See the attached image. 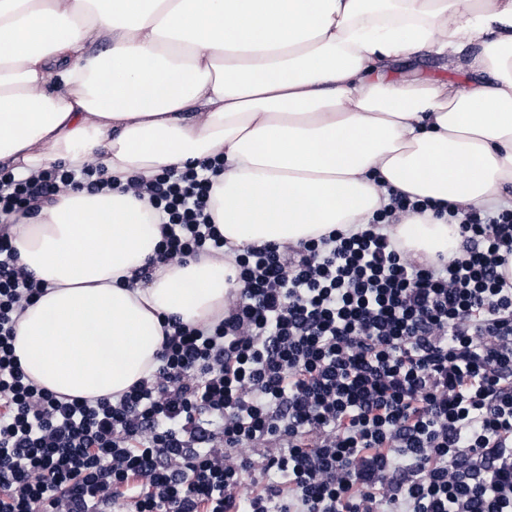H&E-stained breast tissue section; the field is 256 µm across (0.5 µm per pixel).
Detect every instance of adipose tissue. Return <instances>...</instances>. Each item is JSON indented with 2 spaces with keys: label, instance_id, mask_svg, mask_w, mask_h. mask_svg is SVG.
<instances>
[{
  "label": "adipose tissue",
  "instance_id": "ef3b65f1",
  "mask_svg": "<svg viewBox=\"0 0 512 512\" xmlns=\"http://www.w3.org/2000/svg\"><path fill=\"white\" fill-rule=\"evenodd\" d=\"M423 48L472 74L468 89L386 77ZM215 156L225 257L134 281L161 233L128 180ZM54 164L112 187L11 219L46 287L14 352L59 395L116 397L155 369L164 317L223 313L243 247L357 232L393 188L512 206V0H0V167ZM388 230L431 260L458 254L457 225L432 212Z\"/></svg>",
  "mask_w": 512,
  "mask_h": 512
}]
</instances>
